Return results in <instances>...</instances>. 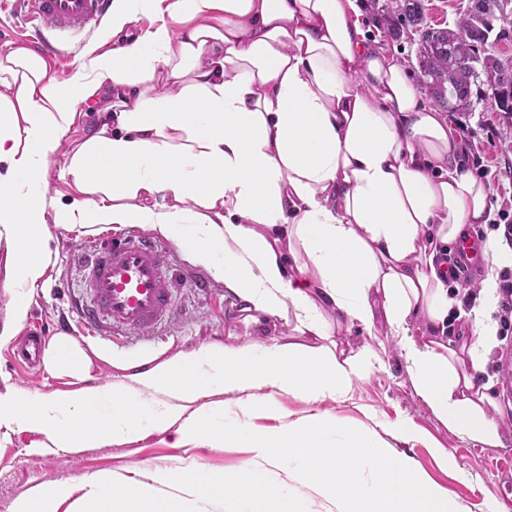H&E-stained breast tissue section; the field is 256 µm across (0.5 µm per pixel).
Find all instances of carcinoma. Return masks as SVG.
Here are the masks:
<instances>
[{"mask_svg": "<svg viewBox=\"0 0 512 512\" xmlns=\"http://www.w3.org/2000/svg\"><path fill=\"white\" fill-rule=\"evenodd\" d=\"M372 7L390 39L406 31L418 35V75L438 105L451 112H471L472 87L482 85L500 111L512 112V66L489 52L506 38L505 30H496L500 0H468L453 26L439 28L427 23L422 0H372Z\"/></svg>", "mask_w": 512, "mask_h": 512, "instance_id": "1", "label": "carcinoma"}]
</instances>
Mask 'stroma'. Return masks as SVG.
Returning a JSON list of instances; mask_svg holds the SVG:
<instances>
[{"instance_id": "1", "label": "stroma", "mask_w": 512, "mask_h": 512, "mask_svg": "<svg viewBox=\"0 0 512 512\" xmlns=\"http://www.w3.org/2000/svg\"><path fill=\"white\" fill-rule=\"evenodd\" d=\"M93 47L101 52L111 50L110 21L74 34L63 46L61 55L50 59V76L71 74ZM450 120L466 129L469 163L487 183L494 211L512 213V118H504L493 101L487 99L477 102L473 112L451 115ZM95 121V113H83L64 135L58 153L49 162L46 194L55 204H68L80 197L61 172ZM123 231L120 225H50L53 261L44 284L32 295L29 322L44 324L48 336H55L58 319L68 316L75 300L84 294L79 257L89 240ZM70 335L86 351L98 353L94 382L99 386L121 381L124 363L152 358L162 361L214 341L227 345L272 340L313 347L320 344L317 337L295 332L291 319H268L245 311L241 301L214 279L205 294L191 283H183L177 308L153 333L90 337L74 327ZM335 340L350 354L367 346L376 352L378 359L369 375L354 380L349 394L336 400L310 403L292 395H279L278 401L289 418L324 412L348 428L373 431L385 440L399 425L411 424L420 438L405 445L404 450L421 473L448 490L461 505L469 507L489 499L512 512V397L506 394L507 388L512 387V333L497 336L478 375L479 382L491 381L496 385L502 409L503 445L499 448L457 435L432 414L415 392L399 337L385 331L370 336L358 327L345 325L337 329ZM12 349L9 343L0 346V391L18 387L50 395L69 390L68 379L52 377L41 368L32 373L19 369L11 356ZM174 434L171 428L151 430L134 442L44 453L40 450L47 441L44 434L17 430L0 441V512H13L18 499L34 494L44 484L76 485L87 477L106 473L120 477L134 466L176 469L193 462L207 471H224L236 468L244 458L238 448L174 447ZM440 448L448 450V461L437 457Z\"/></svg>"}]
</instances>
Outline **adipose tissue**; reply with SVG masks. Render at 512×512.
Listing matches in <instances>:
<instances>
[{
  "instance_id": "obj_1",
  "label": "adipose tissue",
  "mask_w": 512,
  "mask_h": 512,
  "mask_svg": "<svg viewBox=\"0 0 512 512\" xmlns=\"http://www.w3.org/2000/svg\"><path fill=\"white\" fill-rule=\"evenodd\" d=\"M165 5L189 19L131 27L139 11ZM111 50H89L69 76L44 58L0 53V243L11 252V341L51 261L49 223L146 224L192 254L212 277L271 317L294 316L312 335L360 324L388 327L417 394L458 435L496 447L501 409L493 383L476 384L496 330L501 241L485 245L488 268L467 336L446 338L459 300L437 262L465 227L492 220L489 191L468 165L457 126L425 98L409 70L369 36L360 0H112ZM94 131L64 174L81 192L49 209V160L81 109ZM335 312L328 320L327 312ZM376 359L299 343H209L151 365L126 381L91 385L93 362L71 336H53L41 360L77 389L0 392V436L45 434L55 448L132 442L174 428L175 447L241 448L236 469L155 467L142 479L55 483L15 512H466L404 453L332 416L284 420L277 395L310 403L348 394ZM217 391L237 393L225 425Z\"/></svg>"
}]
</instances>
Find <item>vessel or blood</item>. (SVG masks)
I'll return each mask as SVG.
<instances>
[{"label":"vessel or blood","mask_w":512,"mask_h":512,"mask_svg":"<svg viewBox=\"0 0 512 512\" xmlns=\"http://www.w3.org/2000/svg\"><path fill=\"white\" fill-rule=\"evenodd\" d=\"M34 20L30 33L42 51L58 55L67 37L96 26L108 14L111 0H17ZM88 302L76 305L79 322L89 333L111 329L117 335L157 329L170 315L178 276L163 260L157 242L135 231L93 242L85 252ZM42 330L29 331L17 355L28 367L38 363Z\"/></svg>","instance_id":"obj_1"}]
</instances>
